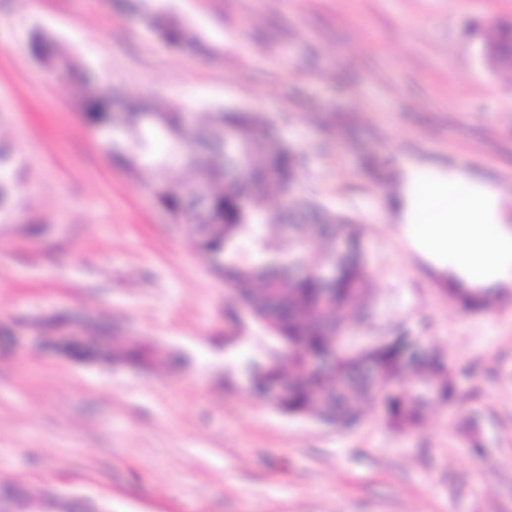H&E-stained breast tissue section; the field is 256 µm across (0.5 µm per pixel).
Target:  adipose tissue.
I'll return each instance as SVG.
<instances>
[{"label":"adipose tissue","mask_w":512,"mask_h":512,"mask_svg":"<svg viewBox=\"0 0 512 512\" xmlns=\"http://www.w3.org/2000/svg\"><path fill=\"white\" fill-rule=\"evenodd\" d=\"M383 218L448 287L476 301L512 293V196L469 169L398 158Z\"/></svg>","instance_id":"1"}]
</instances>
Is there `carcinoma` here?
<instances>
[{
  "instance_id": "cac0c4a2",
  "label": "carcinoma",
  "mask_w": 512,
  "mask_h": 512,
  "mask_svg": "<svg viewBox=\"0 0 512 512\" xmlns=\"http://www.w3.org/2000/svg\"><path fill=\"white\" fill-rule=\"evenodd\" d=\"M159 36L189 43L192 36L175 21L150 18ZM55 77L78 85V105L96 127L112 117L115 92L106 77L81 68L67 54L48 60ZM132 144L112 142L118 160L143 174L142 186L187 228L201 254L217 261L215 273L240 307L264 325L273 351L245 363L252 392L279 411L349 429L360 421L359 402L380 400L388 425L398 431L419 426L422 408L446 402L451 394L448 364L433 349L425 356L408 351L412 337L356 335L369 296L370 271L360 225L350 217L306 202L293 193L301 157L273 134L257 112H188L181 107L126 105L116 128ZM165 140L169 152L156 154ZM193 172L188 181L170 177L174 165ZM19 184L12 154L0 148V213L10 210ZM277 194L285 205L272 212L266 199ZM327 246L328 271L295 276L288 265L307 263L308 244ZM252 257L244 261L242 248ZM58 350L80 359L111 361L146 369L161 355L151 344L125 340L112 357L59 337Z\"/></svg>"
}]
</instances>
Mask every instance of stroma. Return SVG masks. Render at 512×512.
<instances>
[{
	"label": "stroma",
	"instance_id": "35a3bbf8",
	"mask_svg": "<svg viewBox=\"0 0 512 512\" xmlns=\"http://www.w3.org/2000/svg\"><path fill=\"white\" fill-rule=\"evenodd\" d=\"M186 27L190 48L147 18ZM512 0H0V143L21 192L0 214V482L112 512H512V294L468 308L384 223L397 157L455 158L512 189V77L481 58ZM41 36L131 97L260 112L306 162L299 194L360 224L368 332L444 353L455 398L399 433L375 400L353 428L254 397L273 341L190 231L112 160ZM62 317L165 350L147 370L44 345Z\"/></svg>",
	"mask_w": 512,
	"mask_h": 512
}]
</instances>
